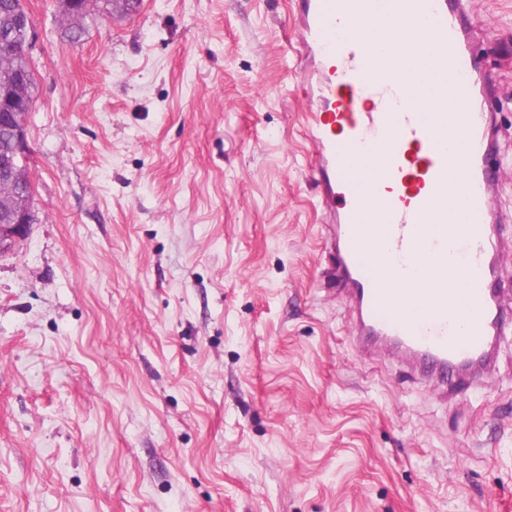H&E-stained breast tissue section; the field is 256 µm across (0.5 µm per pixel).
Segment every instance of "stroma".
Returning <instances> with one entry per match:
<instances>
[{
	"instance_id": "obj_1",
	"label": "stroma",
	"mask_w": 512,
	"mask_h": 512,
	"mask_svg": "<svg viewBox=\"0 0 512 512\" xmlns=\"http://www.w3.org/2000/svg\"><path fill=\"white\" fill-rule=\"evenodd\" d=\"M33 26L36 220L0 257V512H512V254L482 378L361 355L302 133L289 0H56ZM465 19L512 242V0Z\"/></svg>"
}]
</instances>
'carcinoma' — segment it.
<instances>
[{
	"label": "carcinoma",
	"mask_w": 512,
	"mask_h": 512,
	"mask_svg": "<svg viewBox=\"0 0 512 512\" xmlns=\"http://www.w3.org/2000/svg\"><path fill=\"white\" fill-rule=\"evenodd\" d=\"M82 16L91 9L101 15H112V0H80ZM24 9L23 0H0V33L9 39L0 41V94L13 101L8 112L29 113L34 104L36 72L28 52L29 31L17 25V12Z\"/></svg>",
	"instance_id": "carcinoma-1"
}]
</instances>
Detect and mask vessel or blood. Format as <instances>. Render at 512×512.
Instances as JSON below:
<instances>
[{
	"label": "vessel or blood",
	"mask_w": 512,
	"mask_h": 512,
	"mask_svg": "<svg viewBox=\"0 0 512 512\" xmlns=\"http://www.w3.org/2000/svg\"><path fill=\"white\" fill-rule=\"evenodd\" d=\"M299 84L309 103L306 137L314 149V182L334 256L332 277L353 310L354 333L365 343L402 357L447 382L453 372L482 374L489 342L501 330L504 303L497 268L512 244L493 234L496 179L492 78L480 70L476 34L465 21L466 0H381L395 48L376 54L351 31L369 15L361 0H294ZM448 75L433 88L431 115L410 103L431 73ZM481 99L462 112L455 99ZM465 150L448 156L447 139ZM374 151L377 172L360 180L349 157ZM466 199L471 223L454 224L452 197ZM371 210L373 222L357 214ZM445 258L432 287L419 298L421 313L406 312L404 279L422 256ZM463 289L449 294L448 284Z\"/></svg>",
	"instance_id": "1"
}]
</instances>
